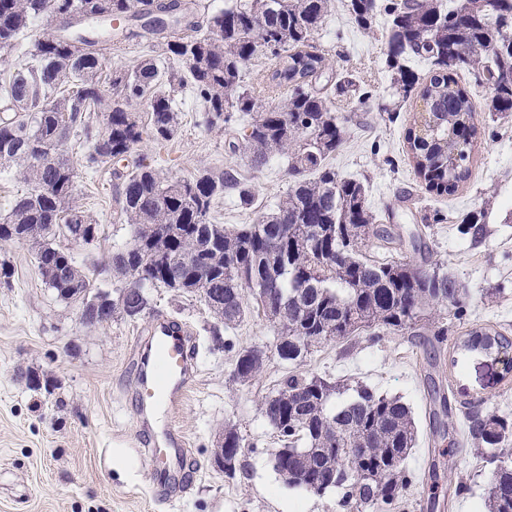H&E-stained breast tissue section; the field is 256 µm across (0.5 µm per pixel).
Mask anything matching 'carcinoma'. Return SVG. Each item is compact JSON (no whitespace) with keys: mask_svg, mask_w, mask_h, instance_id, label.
<instances>
[{"mask_svg":"<svg viewBox=\"0 0 512 512\" xmlns=\"http://www.w3.org/2000/svg\"><path fill=\"white\" fill-rule=\"evenodd\" d=\"M79 0H0V56L17 54L23 64L0 72V166L17 165L29 186L0 222V241L27 232L43 281L64 301L92 299L82 269H72L67 249L56 244L52 225L82 224L96 232L92 216L70 205L79 170L68 154L71 140L85 142V168L124 164L116 202L131 228L130 241L112 251L118 280L136 277L142 301L131 310L123 289L108 316L121 311L135 317L148 309L147 289H175L224 297V327L241 322L247 297L255 300L280 330L278 357L298 365L313 348L343 341L363 331L387 334L448 335L441 311L457 319L466 313L465 288L428 262L426 245L417 244L423 263H379L362 255L360 231L382 240L390 233L374 224L364 186L340 177L328 163L344 140V129L320 80L336 81L339 95L355 86L349 76L334 79L333 67L311 44L330 0H234L194 20L189 0H102L119 20H146L164 39V57L141 61L127 70L107 72L95 49L112 36L106 18H84L99 26L97 37L77 30L43 32L31 51L23 40L40 16H76ZM349 10L369 29L381 10L390 16L386 33L388 67L395 71L396 92L407 98L414 89L426 102V114L406 132L415 173L428 191L453 195L471 177L479 128L467 123L471 97L455 72L466 70L487 88L486 109L512 114V0H349ZM255 57L273 60L267 79L243 85V67ZM429 60L420 78L409 60ZM184 69L167 67V62ZM108 74L112 95L102 90ZM189 87L207 107L206 125L240 121L246 132L230 144L232 153L250 158L258 169L273 156L287 158V194L251 223L216 224L211 214L228 192L252 204L254 187L229 165L202 167L190 179H174L134 157L144 127L133 104L146 100L150 133L170 141L180 129L171 90ZM104 114V127L96 126ZM106 139V150H91ZM46 149L44 165L31 152ZM61 269L66 275L50 274ZM460 347L499 356L504 375L512 374V338L494 326L472 328ZM266 352L252 346L238 351L233 377L243 383L263 370ZM341 384L290 371L264 402V413L286 451L275 471L290 487L321 495L342 492L345 512H390L412 477L404 462L416 442L411 410L398 397L366 386L355 397L336 403ZM464 436L477 456L493 465L487 512H512V420L461 404ZM233 425L224 426L225 453L242 447Z\"/></svg>","mask_w":512,"mask_h":512,"instance_id":"carcinoma-1","label":"carcinoma"}]
</instances>
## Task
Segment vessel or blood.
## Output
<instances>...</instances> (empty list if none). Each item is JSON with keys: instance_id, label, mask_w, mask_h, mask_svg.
Listing matches in <instances>:
<instances>
[{"instance_id": "b4317fda", "label": "vessel or blood", "mask_w": 512, "mask_h": 512, "mask_svg": "<svg viewBox=\"0 0 512 512\" xmlns=\"http://www.w3.org/2000/svg\"><path fill=\"white\" fill-rule=\"evenodd\" d=\"M195 335L182 322L158 317L134 353L129 404L138 429L152 487L159 500L183 492L192 482L186 470V438L170 416L185 402L196 371Z\"/></svg>"}]
</instances>
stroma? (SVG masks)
I'll return each mask as SVG.
<instances>
[{
  "instance_id": "obj_1",
  "label": "stroma",
  "mask_w": 512,
  "mask_h": 512,
  "mask_svg": "<svg viewBox=\"0 0 512 512\" xmlns=\"http://www.w3.org/2000/svg\"><path fill=\"white\" fill-rule=\"evenodd\" d=\"M348 0H332L314 45L337 74L353 78L357 91L336 98V114L345 139L329 159L337 173L361 182L376 223L394 228L405 240L386 244L367 239L362 252L383 262H419L406 237L418 233L432 261L467 290L463 320H449L446 341L429 344L423 336L388 335L371 339L360 333L347 344L328 342L300 364V372L344 384L339 402L365 385L376 393L399 397L411 411L417 440L406 467L413 483L395 512H484L490 464L460 449L444 458L440 449L456 438L441 431L433 415L432 391L448 397L451 407L472 402L512 415V376H503L498 357L462 353L458 337L475 324H492L512 337V116L491 115L486 91L468 72L457 75L476 106L480 137L470 180L451 196L426 190L416 176L404 140L418 109L415 99L396 94L394 73L386 61L385 29L378 14L372 32H364L350 14ZM180 131L165 145L144 135L137 155L169 177L183 179L203 166L234 163L256 186L252 208L232 196L217 201L214 215L224 224H246L256 212L275 206L289 181L287 162L275 156L254 169L242 155L231 154L229 135L208 127L198 99L189 89L175 92ZM120 179L112 171L81 173L76 205L101 227L93 244L72 243L75 263L102 289L115 279L110 259L130 231L117 214ZM485 224L482 241L463 234L462 222ZM12 285L0 288V512H343L340 491L315 495L286 486L271 464L280 442L262 409L290 366L275 351L280 334L258 309L238 325L219 322L199 295L166 288L148 291L145 315H115L112 322L83 325L80 306L60 300L41 279L28 243H0ZM166 314L186 321L200 343L197 373L186 402L173 421L184 432L197 470L193 483L168 504L156 502L147 470L137 452L136 424L126 406L132 386L133 350L151 321ZM263 347L268 359L249 383L231 377L240 348ZM50 381L51 390L28 388L25 372ZM243 438V471L227 478L211 458L225 425ZM463 476L469 489L456 494L449 473ZM437 493H430L431 483Z\"/></svg>"
}]
</instances>
